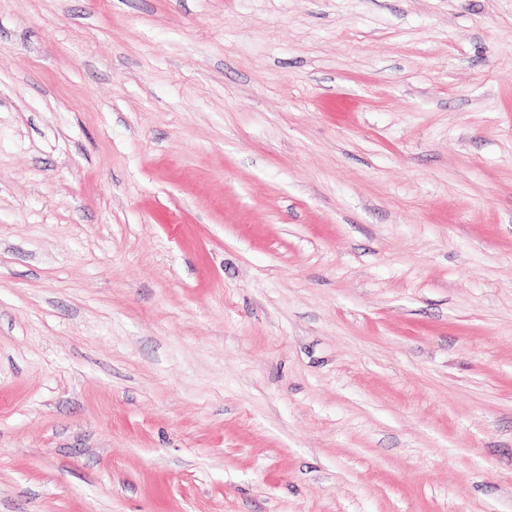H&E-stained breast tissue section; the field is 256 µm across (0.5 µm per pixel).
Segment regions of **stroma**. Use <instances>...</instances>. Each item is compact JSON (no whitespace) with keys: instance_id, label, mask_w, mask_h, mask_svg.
<instances>
[{"instance_id":"obj_1","label":"stroma","mask_w":512,"mask_h":512,"mask_svg":"<svg viewBox=\"0 0 512 512\" xmlns=\"http://www.w3.org/2000/svg\"><path fill=\"white\" fill-rule=\"evenodd\" d=\"M0 512H512V0H0Z\"/></svg>"}]
</instances>
